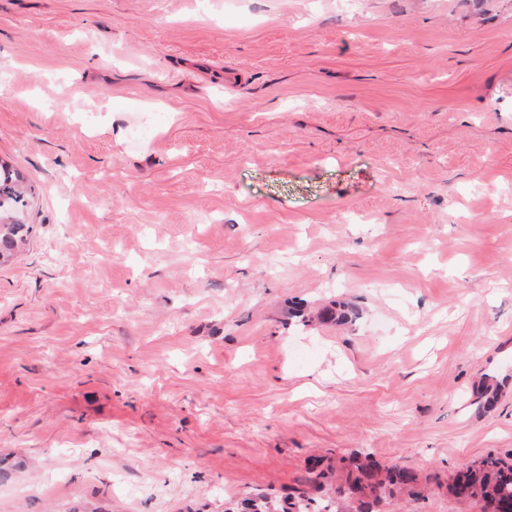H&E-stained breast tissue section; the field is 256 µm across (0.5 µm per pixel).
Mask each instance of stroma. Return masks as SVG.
<instances>
[{
  "label": "stroma",
  "mask_w": 512,
  "mask_h": 512,
  "mask_svg": "<svg viewBox=\"0 0 512 512\" xmlns=\"http://www.w3.org/2000/svg\"><path fill=\"white\" fill-rule=\"evenodd\" d=\"M0 86V512L512 453V0H0ZM34 187L8 163L0 161V252L11 256L30 232L27 216Z\"/></svg>",
  "instance_id": "obj_1"
}]
</instances>
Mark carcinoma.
I'll return each mask as SVG.
<instances>
[{
  "mask_svg": "<svg viewBox=\"0 0 512 512\" xmlns=\"http://www.w3.org/2000/svg\"><path fill=\"white\" fill-rule=\"evenodd\" d=\"M34 187L8 163L0 161V252L12 255L30 232L27 216ZM336 470L342 482L333 495L323 494L325 471ZM416 483L412 471L393 465L382 467L370 459L351 455L336 467L328 466L307 480V488L283 500L257 493L247 499L244 512H372L394 487ZM448 491L460 502L481 505V512H512V461L488 453L450 477Z\"/></svg>",
  "mask_w": 512,
  "mask_h": 512,
  "instance_id": "carcinoma-1",
  "label": "carcinoma"
}]
</instances>
